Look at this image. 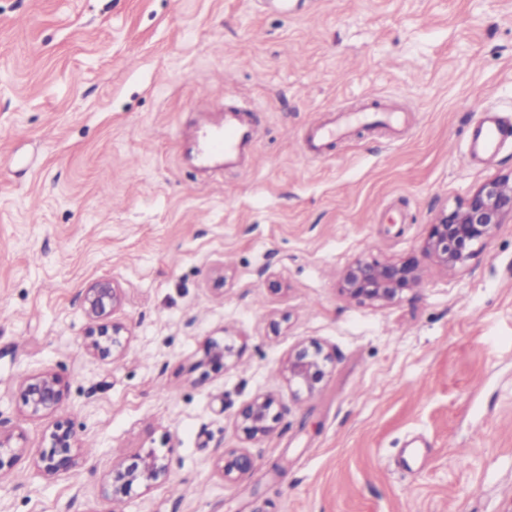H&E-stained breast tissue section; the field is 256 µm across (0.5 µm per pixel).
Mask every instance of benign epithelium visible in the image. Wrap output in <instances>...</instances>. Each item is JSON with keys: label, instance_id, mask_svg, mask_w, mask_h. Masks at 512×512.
Wrapping results in <instances>:
<instances>
[{"label": "benign epithelium", "instance_id": "benign-epithelium-1", "mask_svg": "<svg viewBox=\"0 0 512 512\" xmlns=\"http://www.w3.org/2000/svg\"><path fill=\"white\" fill-rule=\"evenodd\" d=\"M512 221V175L489 178L457 206L441 210L429 225L419 255L400 262H380L366 258L351 264L342 277V292L352 299L380 306L389 305L404 292L418 287L423 266L431 262L445 270L463 267L476 254V247L490 239L500 224ZM122 289L111 281H98L85 289L83 312L89 322L86 332L87 351L99 358L120 357L128 343V330L120 323L104 324L122 305ZM232 348L212 343L207 357L223 364ZM332 362L331 353L321 344L301 345L288 354L279 373L294 396H311L319 391ZM67 385L63 379L45 371L26 378L20 387L24 412L39 418L58 411L65 399ZM276 399L258 396L239 411L237 422L245 440L254 441L274 430L279 415L273 413ZM49 446L36 461L37 472L50 477L76 465L77 439L72 428L56 423L48 435ZM24 448L11 435H0V477L12 469ZM221 472L226 481H235L254 467V457L244 447L224 451ZM168 464L151 449H140L112 468L109 486L112 495H128L133 487L146 488L164 481Z\"/></svg>", "mask_w": 512, "mask_h": 512}]
</instances>
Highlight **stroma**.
<instances>
[{"label": "stroma", "mask_w": 512, "mask_h": 512, "mask_svg": "<svg viewBox=\"0 0 512 512\" xmlns=\"http://www.w3.org/2000/svg\"><path fill=\"white\" fill-rule=\"evenodd\" d=\"M298 2L0 0V431L25 448L0 512H512V222L394 304L339 288L512 172V143L475 165L467 142L482 110L512 121V0ZM231 98L257 106L255 150L199 169L193 130ZM377 103L403 124L305 151L313 121ZM104 279L129 330L113 361L84 346ZM311 341L333 361L298 398L279 368ZM45 370L65 401L27 417ZM265 394L280 419L245 444L237 413ZM59 420L81 459L45 478ZM243 446L253 469L224 481ZM141 448L167 479L113 500ZM67 385L51 371L41 372L26 378L20 387V399L24 412L39 418L58 411L65 399ZM246 448L247 447L224 450L222 456L223 465L221 467L224 481L240 479L253 469L255 462L254 457Z\"/></svg>", "instance_id": "obj_1"}]
</instances>
